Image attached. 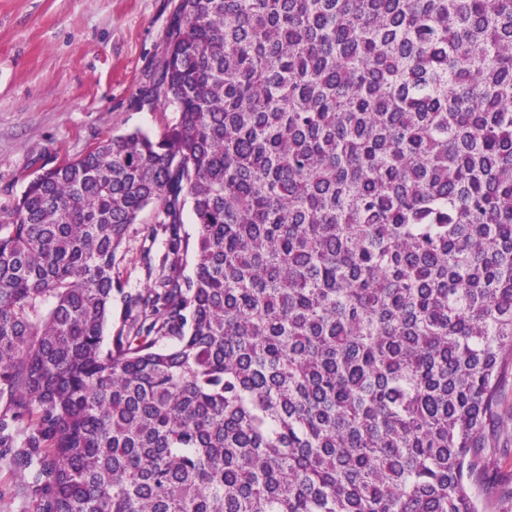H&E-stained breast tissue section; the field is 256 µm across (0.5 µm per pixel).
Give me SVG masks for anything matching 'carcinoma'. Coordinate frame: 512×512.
Returning <instances> with one entry per match:
<instances>
[{
    "label": "carcinoma",
    "instance_id": "1",
    "mask_svg": "<svg viewBox=\"0 0 512 512\" xmlns=\"http://www.w3.org/2000/svg\"><path fill=\"white\" fill-rule=\"evenodd\" d=\"M151 97L163 134L41 168L0 224L27 512H487L512 0H180ZM150 205L171 273L128 290Z\"/></svg>",
    "mask_w": 512,
    "mask_h": 512
}]
</instances>
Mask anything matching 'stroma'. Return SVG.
<instances>
[{"label":"stroma","mask_w":512,"mask_h":512,"mask_svg":"<svg viewBox=\"0 0 512 512\" xmlns=\"http://www.w3.org/2000/svg\"><path fill=\"white\" fill-rule=\"evenodd\" d=\"M178 0H0V210L33 171L77 159L99 140L131 131L160 135L172 108L150 104ZM154 207L145 208L118 251L125 287L160 273ZM493 448L484 454L490 512H512V376L503 383Z\"/></svg>","instance_id":"stroma-1"}]
</instances>
